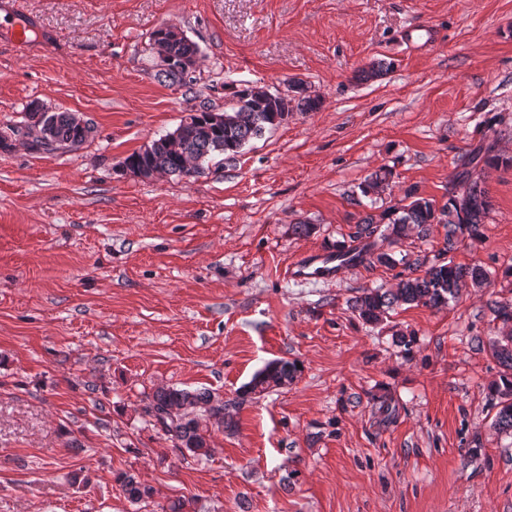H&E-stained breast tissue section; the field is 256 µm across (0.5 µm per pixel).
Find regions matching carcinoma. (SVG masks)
Instances as JSON below:
<instances>
[{
    "instance_id": "carcinoma-1",
    "label": "carcinoma",
    "mask_w": 512,
    "mask_h": 512,
    "mask_svg": "<svg viewBox=\"0 0 512 512\" xmlns=\"http://www.w3.org/2000/svg\"><path fill=\"white\" fill-rule=\"evenodd\" d=\"M197 49L195 43L182 36L175 28L165 27L154 31L151 50L159 60H170L172 70L159 75L170 85L183 82V76L173 69L175 62ZM322 100L302 91L290 96L272 93L261 85H248L233 92L232 103L224 107V122L216 127L207 116L212 110L203 108L184 117L178 127L153 140L146 148L126 158V167L144 179L160 176L193 178L204 173L205 163L215 156L233 158L254 138L262 136L269 127L288 118L290 112H315ZM23 128L0 131V148L16 147V136L25 137L23 144L36 148L58 149L78 146L86 141L91 127L85 120L76 119L68 111L25 112ZM493 165L512 164V157L494 154V146L487 144L467 155L454 173L455 190L448 202L439 207L436 202L418 193L410 186L403 197L389 210L379 215L367 214L350 233V244L342 245L351 251L352 244L366 240L364 253L368 259L389 267L398 261L387 252H375L374 237L393 242L412 232L424 234L433 224L448 227L439 259L421 273L398 280L391 288H366L352 301L351 309L363 323L377 325L396 306H422L438 309L459 297L461 288L471 284L483 287L489 273L480 265H461L443 256L454 251L465 239L477 240L483 235L485 218L490 207L487 191L482 181L474 176V168L480 161ZM387 170L371 174L362 191L365 194H381L389 189ZM489 308L499 321V334L489 339L491 356L502 368L499 378L490 384L492 408L495 415L491 427L498 433L512 434V301L491 300ZM298 368L293 362L277 360L258 371L246 386L244 394L262 396L274 390L288 387L297 377ZM240 406L239 398L225 399L208 389L189 391L174 387H158L145 397L144 412L152 419L153 426L161 431L182 456L207 460L215 453L212 430L232 431L236 427L235 415ZM126 499L139 504L153 499L155 489L140 481L130 472L117 476Z\"/></svg>"
}]
</instances>
